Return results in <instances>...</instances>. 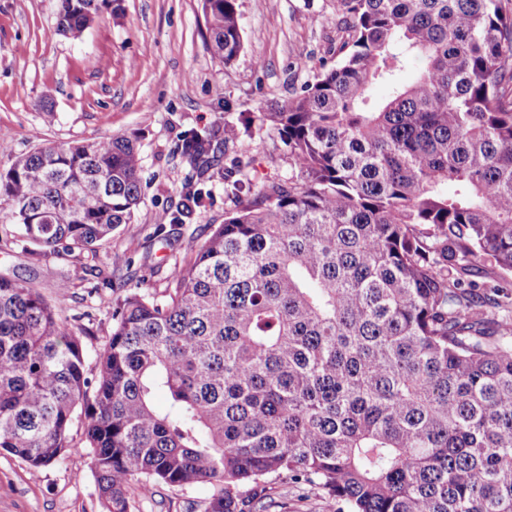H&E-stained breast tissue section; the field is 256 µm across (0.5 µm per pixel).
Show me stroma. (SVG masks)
Returning a JSON list of instances; mask_svg holds the SVG:
<instances>
[{"mask_svg": "<svg viewBox=\"0 0 512 512\" xmlns=\"http://www.w3.org/2000/svg\"><path fill=\"white\" fill-rule=\"evenodd\" d=\"M244 47L231 66L210 53L204 0H114L81 34L56 30L58 0H0V128L16 156L48 142L135 135L142 156V203L133 223L76 260L53 256L38 263L31 246L0 233V275L34 279L61 318L79 319L92 337L111 323L113 302L127 278L161 296L194 228L224 221L234 200L223 180L213 203L193 223L154 236L155 217L177 205L189 168L174 152L179 134L217 128L226 153L248 162L261 181L294 173L271 126L246 134L251 117L297 95L336 56V0H237ZM65 297H58L60 284ZM198 491L156 486L139 512H196ZM85 449L61 463L34 468L0 450V512H99Z\"/></svg>", "mask_w": 512, "mask_h": 512, "instance_id": "1", "label": "stroma"}]
</instances>
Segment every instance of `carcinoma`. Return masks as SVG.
Listing matches in <instances>:
<instances>
[{
    "instance_id": "1",
    "label": "carcinoma",
    "mask_w": 512,
    "mask_h": 512,
    "mask_svg": "<svg viewBox=\"0 0 512 512\" xmlns=\"http://www.w3.org/2000/svg\"><path fill=\"white\" fill-rule=\"evenodd\" d=\"M109 0H59L82 31ZM208 49H243L236 0H204ZM336 61L261 113L301 181L230 184L157 299L112 306L94 363L80 325L0 275V448L34 468L89 449L101 512L157 485L200 512H512V13L501 0H336ZM416 79L400 85L409 60ZM391 86L380 105L368 92ZM181 203L206 207L225 152L188 130ZM135 139L41 145L0 171V224L36 260L80 257L133 222ZM500 284L480 296L464 275ZM168 394L159 409L157 392ZM81 431L74 439L73 428ZM297 493L288 486V512H333V508L317 493H309L305 499L298 500Z\"/></svg>"
}]
</instances>
